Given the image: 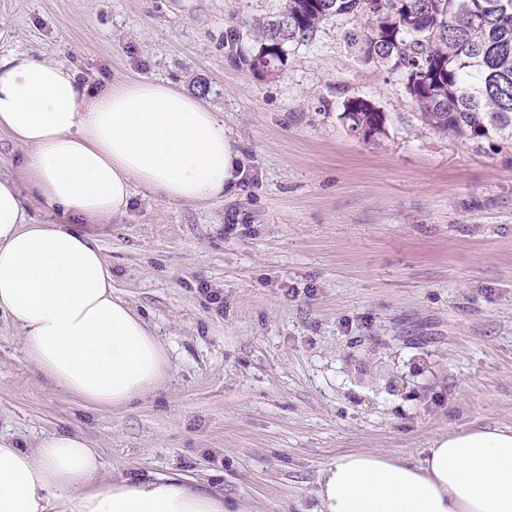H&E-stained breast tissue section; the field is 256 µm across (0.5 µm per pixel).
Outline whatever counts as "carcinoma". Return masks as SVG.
<instances>
[{"instance_id": "obj_1", "label": "carcinoma", "mask_w": 512, "mask_h": 512, "mask_svg": "<svg viewBox=\"0 0 512 512\" xmlns=\"http://www.w3.org/2000/svg\"><path fill=\"white\" fill-rule=\"evenodd\" d=\"M346 14L364 19L351 43L404 75L426 125L476 143L512 144V0H283L256 23L259 47L242 60L278 77L290 46ZM342 118L365 140L386 135V115L370 99H348Z\"/></svg>"}]
</instances>
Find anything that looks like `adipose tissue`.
I'll return each instance as SVG.
<instances>
[{
  "mask_svg": "<svg viewBox=\"0 0 512 512\" xmlns=\"http://www.w3.org/2000/svg\"><path fill=\"white\" fill-rule=\"evenodd\" d=\"M0 130L25 150L18 176L0 174V312L49 384L104 410L124 407L165 380V350L113 295L97 243L27 210L102 224L126 212L138 187L183 203L221 200L245 179L247 160L199 96L149 79L96 91L71 67L23 51L0 55ZM101 467L78 433L31 449L0 436V512H234L180 477L103 481ZM315 495L316 512H512V427L448 432L416 460L337 455L321 466Z\"/></svg>",
  "mask_w": 512,
  "mask_h": 512,
  "instance_id": "adipose-tissue-1",
  "label": "adipose tissue"
}]
</instances>
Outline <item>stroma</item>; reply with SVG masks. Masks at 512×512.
Wrapping results in <instances>:
<instances>
[{
  "instance_id": "1",
  "label": "stroma",
  "mask_w": 512,
  "mask_h": 512,
  "mask_svg": "<svg viewBox=\"0 0 512 512\" xmlns=\"http://www.w3.org/2000/svg\"><path fill=\"white\" fill-rule=\"evenodd\" d=\"M281 4L0 0L1 54L95 89L144 77L199 95L250 168L218 201L139 188L124 215L71 223L171 369L101 410L36 374L1 315L0 433L21 447L77 432L106 477L179 474L246 512H315L336 455L416 457L451 430L512 427V147L423 124L403 75L350 43L355 15L291 46L281 76L243 66ZM353 97L385 112V137L349 131Z\"/></svg>"
}]
</instances>
